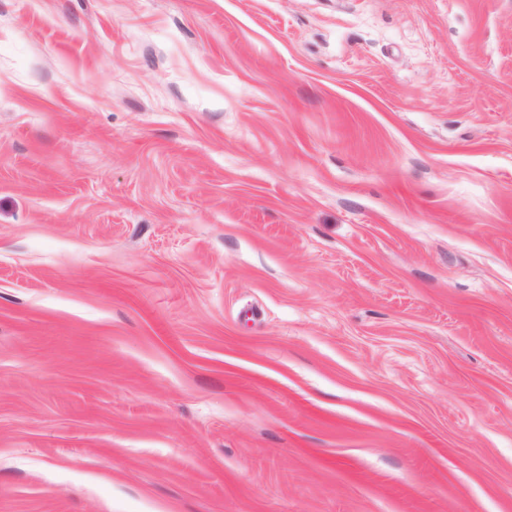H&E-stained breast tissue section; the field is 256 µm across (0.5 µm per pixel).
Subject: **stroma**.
I'll return each mask as SVG.
<instances>
[{
  "label": "stroma",
  "mask_w": 512,
  "mask_h": 512,
  "mask_svg": "<svg viewBox=\"0 0 512 512\" xmlns=\"http://www.w3.org/2000/svg\"><path fill=\"white\" fill-rule=\"evenodd\" d=\"M0 512H512V0H0Z\"/></svg>",
  "instance_id": "obj_1"
}]
</instances>
